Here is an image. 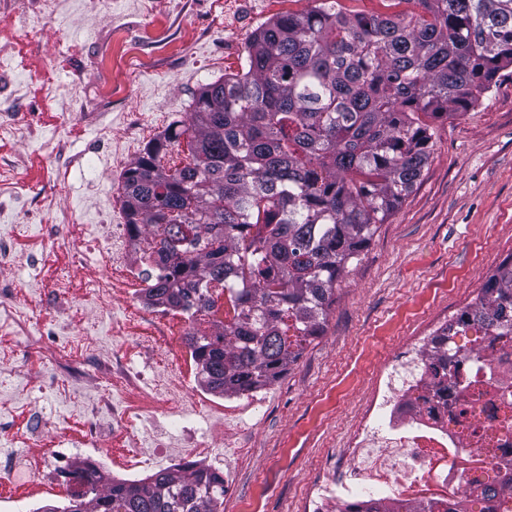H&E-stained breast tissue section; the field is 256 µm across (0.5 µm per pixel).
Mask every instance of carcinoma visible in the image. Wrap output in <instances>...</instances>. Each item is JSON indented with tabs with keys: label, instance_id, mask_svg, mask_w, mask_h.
I'll list each match as a JSON object with an SVG mask.
<instances>
[{
	"label": "carcinoma",
	"instance_id": "obj_1",
	"mask_svg": "<svg viewBox=\"0 0 512 512\" xmlns=\"http://www.w3.org/2000/svg\"><path fill=\"white\" fill-rule=\"evenodd\" d=\"M280 14L245 44V67L204 84L122 176L129 231L146 244L147 295L223 316L194 335L208 384L252 392L320 335L336 282L430 156L426 117L475 104L512 66V0H411L419 12L348 15L334 0ZM178 167L164 164L171 150ZM479 326L512 335V256L429 341L442 399H465ZM69 506L37 512H220L224 475L173 465L140 483L95 468Z\"/></svg>",
	"mask_w": 512,
	"mask_h": 512
}]
</instances>
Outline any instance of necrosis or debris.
Wrapping results in <instances>:
<instances>
[{
    "instance_id": "1",
    "label": "necrosis or debris",
    "mask_w": 512,
    "mask_h": 512,
    "mask_svg": "<svg viewBox=\"0 0 512 512\" xmlns=\"http://www.w3.org/2000/svg\"><path fill=\"white\" fill-rule=\"evenodd\" d=\"M137 241L127 225L114 224L99 246L122 262L127 280H141L143 263L129 260ZM57 349L77 362L78 378L109 375L125 387L139 377L88 328L72 331ZM424 347L414 346L384 367L363 416L340 450L338 472L313 478L302 502L304 512H512V405L470 383L467 406L458 409L435 397ZM0 465L26 476L29 485L51 481L60 489L74 484L75 470L53 464L28 466L17 455ZM489 483L502 486L494 500L477 502Z\"/></svg>"
}]
</instances>
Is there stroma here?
Masks as SVG:
<instances>
[{
    "label": "stroma",
    "mask_w": 512,
    "mask_h": 512,
    "mask_svg": "<svg viewBox=\"0 0 512 512\" xmlns=\"http://www.w3.org/2000/svg\"><path fill=\"white\" fill-rule=\"evenodd\" d=\"M309 6L310 0H60L57 15L44 20L32 0H0V44L10 48L5 67L21 88L5 109L32 129L28 138L0 143V182L9 179L4 166L16 162L28 195L49 191L54 197L52 212L28 213L32 230L23 263L0 270V282L39 283L28 330L10 336L32 354L0 367V400L26 387L30 412L46 423L39 436L9 442L17 455L44 461L59 448L72 462L89 454L108 462L114 451L108 412H101L95 433L71 426L84 418V403L118 392L152 417L148 425L134 423L133 436L171 448L193 437L197 464L209 468L233 460L223 421L213 415L224 395L211 390L190 351L182 352L175 372L207 400L189 404L184 418L174 419L147 389L122 390L107 377L79 382L70 400H62L50 377L54 345L65 328L93 319L113 332L112 344L130 370L148 380L157 376L152 325L126 323V296L115 293L103 304L82 300L95 280L122 276L94 242L109 225L125 223L119 184L139 152L133 145L116 155L101 128L111 125V140L131 125L142 126L143 141L158 137L172 120L187 119L202 85L239 70L255 30ZM105 71L112 96L100 99ZM431 125L430 158L420 179L339 278L321 336L305 345L280 380L230 401L247 452L234 461L222 512H299L308 482L331 469L332 449L359 420L372 381L393 351L427 343L512 255V67L476 104ZM75 127L81 138L73 137ZM56 136L64 154L50 164L42 145ZM63 217L70 242L59 249L39 227Z\"/></svg>",
    "instance_id": "1"
}]
</instances>
